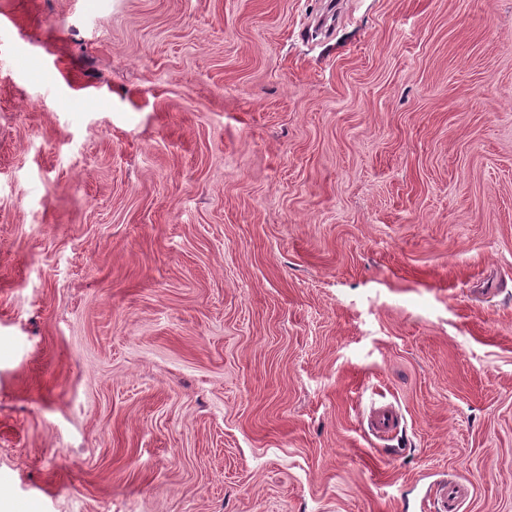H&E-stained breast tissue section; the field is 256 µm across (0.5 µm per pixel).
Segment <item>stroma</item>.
<instances>
[{"label":"stroma","instance_id":"obj_1","mask_svg":"<svg viewBox=\"0 0 512 512\" xmlns=\"http://www.w3.org/2000/svg\"><path fill=\"white\" fill-rule=\"evenodd\" d=\"M91 3L0 0V512H512V0Z\"/></svg>","mask_w":512,"mask_h":512}]
</instances>
